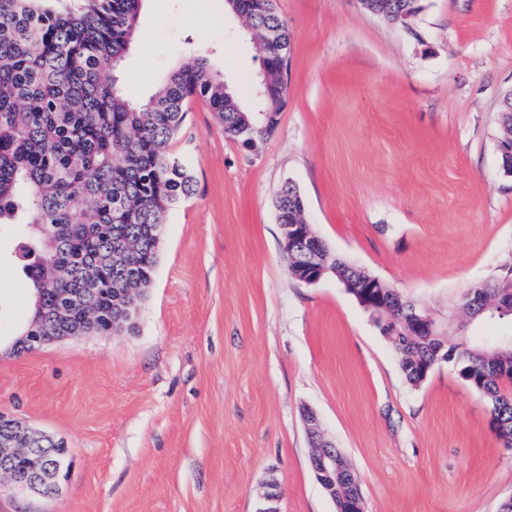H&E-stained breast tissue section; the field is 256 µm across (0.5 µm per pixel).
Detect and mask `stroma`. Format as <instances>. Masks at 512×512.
<instances>
[{
	"mask_svg": "<svg viewBox=\"0 0 512 512\" xmlns=\"http://www.w3.org/2000/svg\"><path fill=\"white\" fill-rule=\"evenodd\" d=\"M409 26L359 0H277L286 105L244 149L201 100L172 143L194 176L163 228L133 330L32 352L23 274L0 262V412L63 441L56 495L0 487V512H335L304 411L348 459L366 512H499L512 448L455 367L417 388L336 278L288 275L275 197L294 183L327 245L460 334L461 295L512 254L499 111L512 93V0H420ZM207 56L242 102L261 59L224 0H143L122 68L147 99Z\"/></svg>",
	"mask_w": 512,
	"mask_h": 512,
	"instance_id": "stroma-1",
	"label": "stroma"
}]
</instances>
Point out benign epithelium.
<instances>
[{"instance_id":"benign-epithelium-1","label":"benign epithelium","mask_w":512,"mask_h":512,"mask_svg":"<svg viewBox=\"0 0 512 512\" xmlns=\"http://www.w3.org/2000/svg\"><path fill=\"white\" fill-rule=\"evenodd\" d=\"M281 234L286 252H297L303 257L306 284L315 285L326 277L329 268L325 247L321 240L311 236L307 222L283 224ZM361 271V267L351 265L342 282L360 305L375 315L380 308L378 290L382 283L377 276L363 275ZM71 306L81 311L85 326L91 327L96 324L98 311L87 302L83 293L71 295ZM399 324L409 336H418L424 329L433 331L432 320L415 309L401 319ZM0 421L7 423V426L0 429V485L7 483L16 490L42 496L56 494L65 459H47L45 454L36 448V444L43 441L45 435L32 430L14 416L0 412ZM305 421L309 439L316 442L311 455L313 471L328 496L336 501L337 512H365L362 495L354 491L340 500L336 499L337 485L343 483L348 488L352 487L353 476L337 462L336 445L319 427L316 415L312 412L307 413ZM19 452L28 458V468L24 474L13 465L14 456Z\"/></svg>"}]
</instances>
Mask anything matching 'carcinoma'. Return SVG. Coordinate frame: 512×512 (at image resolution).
<instances>
[{
	"instance_id": "cac0c4a2",
	"label": "carcinoma",
	"mask_w": 512,
	"mask_h": 512,
	"mask_svg": "<svg viewBox=\"0 0 512 512\" xmlns=\"http://www.w3.org/2000/svg\"><path fill=\"white\" fill-rule=\"evenodd\" d=\"M142 0H83L74 11L52 0H0V227H16L9 260L21 267L31 289L32 317L22 335L26 350L37 337L65 334L80 325L78 312L50 317L69 294L92 284L90 300L100 311L98 332H112L117 320L133 328L124 313V290L151 287L161 231L170 212L193 191L188 164L170 145L193 98L217 113L224 133L236 137L239 113L282 112L283 69L288 57L259 38L254 41L266 73L255 108L224 94V79L197 56L173 67L146 101L134 102L121 88L113 63L134 41ZM389 23L418 12V0H393ZM250 19L257 33L288 32L273 3L254 0ZM299 189L285 183L278 192L282 224L295 221ZM512 290V255L489 282L461 299L471 321L512 322L481 311L477 298ZM415 306L390 289L383 318L400 317ZM400 368L413 387L443 347L440 336H392ZM452 363L470 387L492 406L498 435L512 447V381L509 336L463 334L448 345Z\"/></svg>"
}]
</instances>
